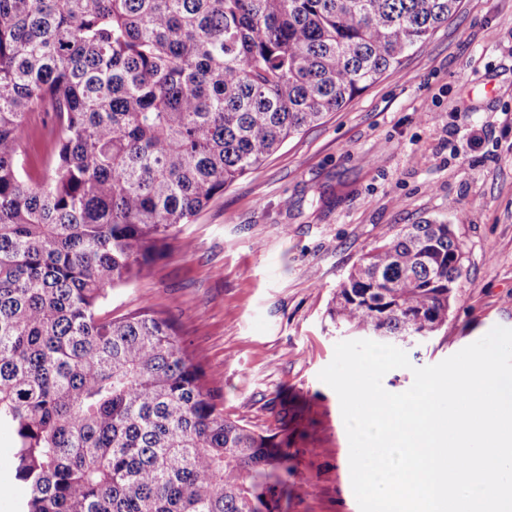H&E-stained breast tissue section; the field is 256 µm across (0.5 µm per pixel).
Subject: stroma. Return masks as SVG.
<instances>
[{
  "mask_svg": "<svg viewBox=\"0 0 512 512\" xmlns=\"http://www.w3.org/2000/svg\"><path fill=\"white\" fill-rule=\"evenodd\" d=\"M424 219L451 225L466 259L448 324L407 348L412 367L512 328V0H461L401 65L181 225L102 314L168 313L226 417L266 430L287 410L308 478L282 512H359L340 402L318 377L342 340L327 309L363 254ZM411 369L384 388L408 390Z\"/></svg>",
  "mask_w": 512,
  "mask_h": 512,
  "instance_id": "obj_1",
  "label": "stroma"
}]
</instances>
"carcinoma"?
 <instances>
[{"label":"carcinoma","instance_id":"cac0c4a2","mask_svg":"<svg viewBox=\"0 0 512 512\" xmlns=\"http://www.w3.org/2000/svg\"><path fill=\"white\" fill-rule=\"evenodd\" d=\"M461 0H0V424L22 512H278L295 470L175 322L100 309L181 224L424 45ZM42 112V179L22 131ZM464 260L406 224L339 283L335 325L437 335Z\"/></svg>","mask_w":512,"mask_h":512}]
</instances>
